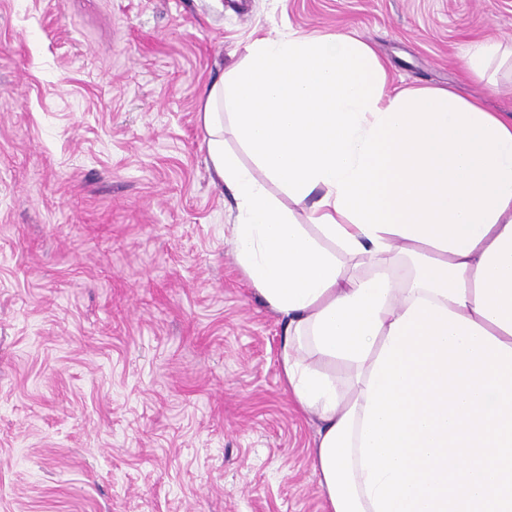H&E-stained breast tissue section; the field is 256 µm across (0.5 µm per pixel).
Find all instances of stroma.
Listing matches in <instances>:
<instances>
[{
  "label": "stroma",
  "mask_w": 512,
  "mask_h": 512,
  "mask_svg": "<svg viewBox=\"0 0 512 512\" xmlns=\"http://www.w3.org/2000/svg\"><path fill=\"white\" fill-rule=\"evenodd\" d=\"M271 31L512 112V0H0V512H324L198 120ZM502 49L497 41H481L469 45L462 53L461 60L467 75L482 80L487 64L496 58Z\"/></svg>",
  "instance_id": "35a3bbf8"
}]
</instances>
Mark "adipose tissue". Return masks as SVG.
I'll return each mask as SVG.
<instances>
[{"label": "adipose tissue", "mask_w": 512, "mask_h": 512, "mask_svg": "<svg viewBox=\"0 0 512 512\" xmlns=\"http://www.w3.org/2000/svg\"><path fill=\"white\" fill-rule=\"evenodd\" d=\"M245 51L198 114L236 201L232 249L283 324L285 385L318 422L325 512H375L361 432L392 324L420 297L512 347V113L446 88L386 94L372 48L334 32ZM228 133L251 164L225 149Z\"/></svg>", "instance_id": "ef3b65f1"}]
</instances>
